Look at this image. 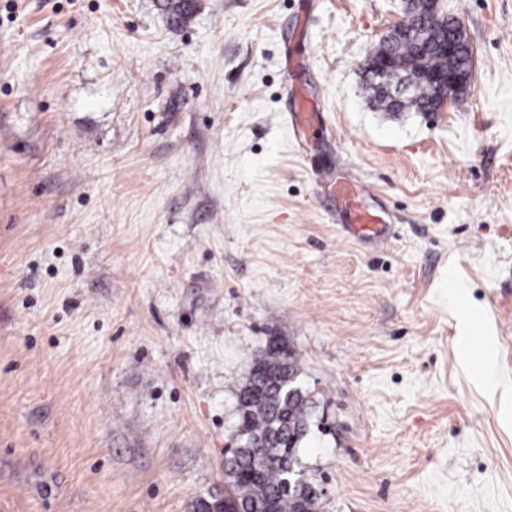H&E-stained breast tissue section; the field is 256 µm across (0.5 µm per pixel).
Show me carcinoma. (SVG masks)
I'll return each mask as SVG.
<instances>
[{
	"instance_id": "carcinoma-1",
	"label": "carcinoma",
	"mask_w": 512,
	"mask_h": 512,
	"mask_svg": "<svg viewBox=\"0 0 512 512\" xmlns=\"http://www.w3.org/2000/svg\"><path fill=\"white\" fill-rule=\"evenodd\" d=\"M161 7L175 25L183 23L193 9L190 0H162ZM407 33L393 43L379 42L373 58H386L390 65L412 83L407 97L394 100L370 78H363L371 99L388 105L394 112H432L435 88L424 78L422 63L432 70L442 68L437 53L439 41L454 35L456 20L426 11L419 0L410 3ZM299 361L280 348L277 340L267 341L258 366L249 370L239 388L237 410L240 449L229 463L233 482L224 496V512H300L295 493L288 492V478L303 493L313 494L311 509L319 506L316 485L305 476L300 448L311 432L313 398L299 383ZM263 448L264 462L254 466L250 448Z\"/></svg>"
}]
</instances>
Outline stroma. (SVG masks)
<instances>
[{"label":"stroma","mask_w":512,"mask_h":512,"mask_svg":"<svg viewBox=\"0 0 512 512\" xmlns=\"http://www.w3.org/2000/svg\"><path fill=\"white\" fill-rule=\"evenodd\" d=\"M158 2L0 0V512L222 503L272 338L318 512H512V0H446L475 70L440 112L364 87L402 0ZM344 227L350 238L368 240L373 243L386 240L390 231V224H385L379 215L372 213L364 206L354 208L350 223L345 224Z\"/></svg>","instance_id":"35a3bbf8"}]
</instances>
